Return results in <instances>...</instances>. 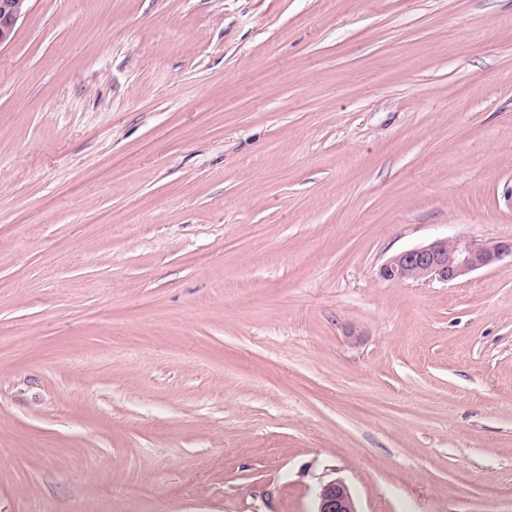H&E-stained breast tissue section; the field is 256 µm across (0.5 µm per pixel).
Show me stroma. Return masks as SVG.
<instances>
[{"instance_id":"1","label":"stroma","mask_w":512,"mask_h":512,"mask_svg":"<svg viewBox=\"0 0 512 512\" xmlns=\"http://www.w3.org/2000/svg\"><path fill=\"white\" fill-rule=\"evenodd\" d=\"M512 0H32L0 49V512H512ZM506 254L512 257V242L476 243L465 238L446 237L392 256L381 266L379 276L393 283L431 280L448 283L472 271L492 266ZM315 512H358L352 495L342 480H333L321 485Z\"/></svg>"}]
</instances>
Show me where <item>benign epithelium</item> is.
<instances>
[{"mask_svg":"<svg viewBox=\"0 0 512 512\" xmlns=\"http://www.w3.org/2000/svg\"><path fill=\"white\" fill-rule=\"evenodd\" d=\"M31 0H0V47L14 38L18 21L29 11ZM512 255V242L476 243L446 237L429 245L414 247L392 256L379 270L381 279L402 283L439 280L452 282L472 271L492 266ZM316 512H357L352 495L341 480L321 485Z\"/></svg>","mask_w":512,"mask_h":512,"instance_id":"1","label":"benign epithelium"}]
</instances>
